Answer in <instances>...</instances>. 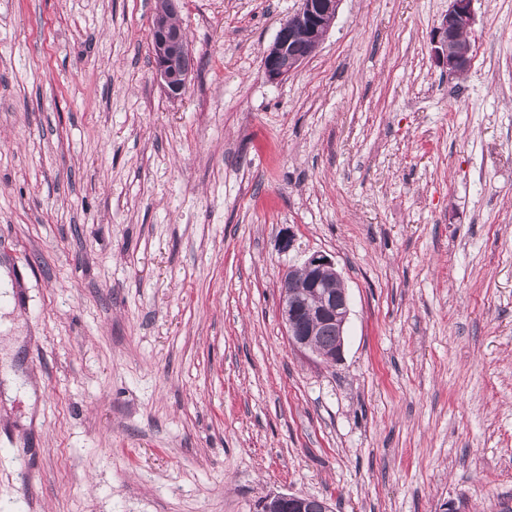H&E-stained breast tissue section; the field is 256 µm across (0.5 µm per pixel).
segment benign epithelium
<instances>
[{"mask_svg":"<svg viewBox=\"0 0 512 512\" xmlns=\"http://www.w3.org/2000/svg\"><path fill=\"white\" fill-rule=\"evenodd\" d=\"M299 9L280 27L273 43L263 53L267 80L279 83L294 73L322 43L332 27L341 0H299ZM475 22L473 0H449L448 12L432 32L435 58L450 75L461 74L470 65L472 44L468 34ZM155 75L164 92L181 96L193 74V53L179 26L159 13L154 15L150 41ZM302 289H295L292 273L281 279V316L289 343L322 361L340 358L344 327L349 315L345 289L329 292L323 275L336 274L332 258L314 253L301 266ZM336 325V351L326 354L316 347L314 335L323 325ZM304 496L277 494L258 503L257 512H305Z\"/></svg>","mask_w":512,"mask_h":512,"instance_id":"benign-epithelium-1","label":"benign epithelium"}]
</instances>
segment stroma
<instances>
[{"mask_svg":"<svg viewBox=\"0 0 512 512\" xmlns=\"http://www.w3.org/2000/svg\"><path fill=\"white\" fill-rule=\"evenodd\" d=\"M0 0V512L512 506V0H341L280 83L299 0ZM294 233L292 250L281 247ZM333 258L340 360L295 350L282 276ZM299 2V9L281 25L263 53L262 66L269 82L288 78L312 55L332 27L341 0ZM448 12L432 32L435 58L439 65L456 75L466 71L472 56L468 34L475 22L474 0H448ZM150 52L161 88L172 98L181 96L193 74V53L181 27L163 13L154 15ZM304 499L307 497L296 494L267 496L258 503L257 512H305Z\"/></svg>","mask_w":512,"mask_h":512,"instance_id":"stroma-1","label":"stroma"}]
</instances>
